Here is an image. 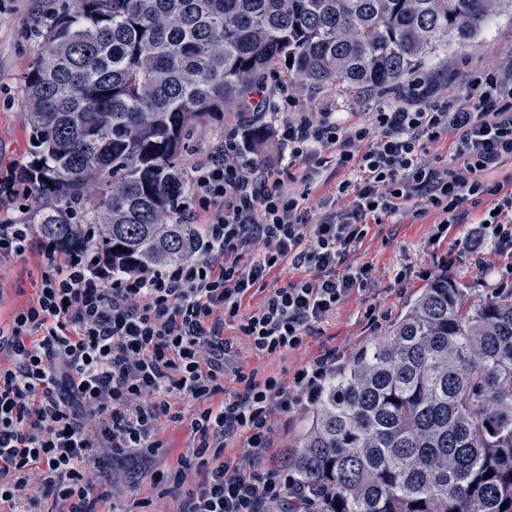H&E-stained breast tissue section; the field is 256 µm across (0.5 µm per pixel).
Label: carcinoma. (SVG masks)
<instances>
[{"instance_id":"obj_1","label":"carcinoma","mask_w":512,"mask_h":512,"mask_svg":"<svg viewBox=\"0 0 512 512\" xmlns=\"http://www.w3.org/2000/svg\"><path fill=\"white\" fill-rule=\"evenodd\" d=\"M512 0H72L22 90L41 236L112 271L189 258L179 160L273 72L390 94ZM100 187L96 203L75 211ZM304 512H512V294L437 276L328 379L298 442ZM491 472L487 478L484 473ZM506 508H501V505Z\"/></svg>"}]
</instances>
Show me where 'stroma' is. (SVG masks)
Here are the masks:
<instances>
[{
  "instance_id": "1",
  "label": "stroma",
  "mask_w": 512,
  "mask_h": 512,
  "mask_svg": "<svg viewBox=\"0 0 512 512\" xmlns=\"http://www.w3.org/2000/svg\"><path fill=\"white\" fill-rule=\"evenodd\" d=\"M50 0H0V170L20 168L32 150L28 108L22 93L21 77L36 47L33 25L50 8ZM495 63L512 66V10L494 16L474 39L465 45L449 42L419 71L420 76L439 80L448 93V100L463 104L464 89L470 71ZM266 92L276 107L264 112L263 125L280 123L287 113L306 109L312 112H337L346 119L362 118L375 111L387 98L378 95L363 99L341 84L313 87L290 79L267 76ZM435 218L396 215L382 224L350 253L351 261L373 268V281L360 297H352L321 323L315 324L308 338L307 353L323 347L343 349L344 359L352 357L375 337L381 336L404 306L426 287L423 271L432 276L449 275L473 299L503 294L504 288L496 273L505 261L487 252L486 261L492 271L480 272L477 256L464 247L466 226L451 229L447 238L434 241ZM45 262L39 251H31L0 266V319L8 320L19 306L32 300L40 286L41 267ZM406 272L405 281H398L399 272ZM385 310L386 318L376 328H368L364 317L368 306ZM307 353H292L280 359H261L249 351L241 356L248 367H263L288 379L302 364ZM182 422L164 427L160 434L162 446L153 452L151 461L138 474L135 485H127L124 473L104 478L102 487L113 492L116 512H140V503L156 498L159 473L173 468L179 454L190 444L189 423L196 413L192 402L180 401Z\"/></svg>"
}]
</instances>
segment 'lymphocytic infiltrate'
Segmentation results:
<instances>
[{
    "instance_id": "1",
    "label": "lymphocytic infiltrate",
    "mask_w": 512,
    "mask_h": 512,
    "mask_svg": "<svg viewBox=\"0 0 512 512\" xmlns=\"http://www.w3.org/2000/svg\"><path fill=\"white\" fill-rule=\"evenodd\" d=\"M469 103L435 98L419 78L358 122L332 112L298 111L266 129L288 153L360 171L337 182L347 205L307 223L314 176L288 188L280 169L248 159L255 137L225 129L187 177L188 208L202 215L203 234L189 261L147 274L112 273L85 254L57 260L35 243L32 225L0 220V260L39 248L46 258L33 302L0 322V503L26 499L29 488L51 496L57 512H99L107 449L113 462H135L159 446L162 422H180L170 400L197 406L192 446L170 478L184 488L180 512H266L298 493L282 470L263 466L282 418L315 405L342 353L309 357L291 380L236 366L224 327L238 324L251 352L281 357L301 350L314 323L336 311L372 278L371 265L349 262L352 247L384 218L411 208L436 212V237L469 224L464 244L480 252L492 241L512 274V70L484 67L472 75ZM455 144L454 164L422 160L428 144ZM258 249L241 262L247 245ZM302 278L271 288L279 266ZM259 297L251 311L246 299ZM47 327L33 343L30 331ZM233 388H225L224 379ZM245 440L242 456L225 450ZM194 487H187L188 477Z\"/></svg>"
}]
</instances>
